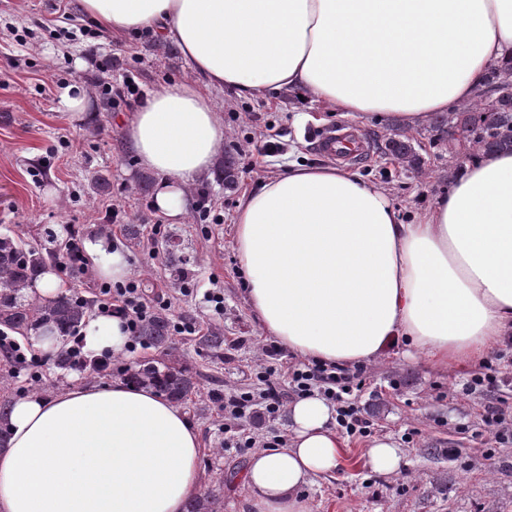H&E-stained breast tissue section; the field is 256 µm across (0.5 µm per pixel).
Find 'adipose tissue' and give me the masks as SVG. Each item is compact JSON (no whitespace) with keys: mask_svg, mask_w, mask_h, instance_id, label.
<instances>
[{"mask_svg":"<svg viewBox=\"0 0 512 512\" xmlns=\"http://www.w3.org/2000/svg\"><path fill=\"white\" fill-rule=\"evenodd\" d=\"M115 33L176 42L199 81L148 92L125 121L153 207L184 216L224 152L209 87L244 98L289 89L353 120L410 125L476 101L512 56V0H80ZM249 304L265 335L339 366L405 341L440 366L473 364L512 333V152L464 165L413 223L351 170L295 166L244 194L233 220ZM94 273L121 280L125 252L85 242ZM87 352L123 355L120 318L86 317ZM320 396L288 406L285 447L260 448L249 512H312L302 490L336 471L342 441ZM0 512H184L199 495L198 433L175 402L118 379L15 401L4 419Z\"/></svg>","mask_w":512,"mask_h":512,"instance_id":"ef3b65f1","label":"adipose tissue"}]
</instances>
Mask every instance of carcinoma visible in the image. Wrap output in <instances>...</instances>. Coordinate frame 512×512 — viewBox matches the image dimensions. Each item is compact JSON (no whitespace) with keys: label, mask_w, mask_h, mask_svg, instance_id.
Returning <instances> with one entry per match:
<instances>
[{"label":"carcinoma","mask_w":512,"mask_h":512,"mask_svg":"<svg viewBox=\"0 0 512 512\" xmlns=\"http://www.w3.org/2000/svg\"><path fill=\"white\" fill-rule=\"evenodd\" d=\"M490 94L479 95V100L459 112L435 115L429 125V142L448 143L455 148L452 137L467 132L465 159L476 152L512 151V59L494 67L487 79ZM385 148L398 163L417 172L421 159L409 139L393 136ZM70 263L67 248H47L29 244L9 235L0 236V332L28 335L39 329H57L68 336L76 331L88 315V304L76 294H63L48 305L27 299L23 290L54 265ZM139 340L163 350L168 362L158 366L152 362L139 365L129 380L132 384L149 385L176 403L187 400L197 387L196 376L172 347L166 318L153 319L141 328ZM214 496L208 494L188 501L186 512H218L211 507Z\"/></svg>","instance_id":"1"}]
</instances>
